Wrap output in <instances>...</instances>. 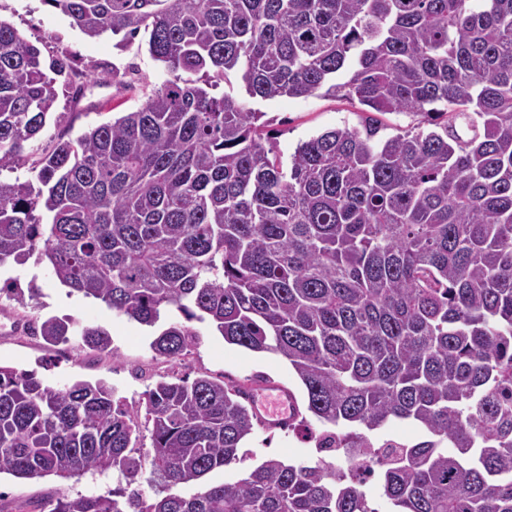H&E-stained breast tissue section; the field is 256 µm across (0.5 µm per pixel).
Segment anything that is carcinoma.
<instances>
[{
    "label": "carcinoma",
    "instance_id": "1",
    "mask_svg": "<svg viewBox=\"0 0 512 512\" xmlns=\"http://www.w3.org/2000/svg\"><path fill=\"white\" fill-rule=\"evenodd\" d=\"M84 35L147 36L175 73L141 107L59 137L24 182L0 180V266L35 252L70 292L154 330L170 362L206 323L286 359L325 426L313 463L244 460L246 391L157 381L132 411L103 380L52 386L0 365V474L114 472L50 512H512V0H44ZM65 77L0 21V170L46 126ZM245 98L356 102L358 127L283 163ZM412 112L389 137L382 117ZM50 344L111 353L102 325L50 316ZM411 420L420 439H380ZM150 432L151 447L140 442ZM152 495H147L144 487Z\"/></svg>",
    "mask_w": 512,
    "mask_h": 512
}]
</instances>
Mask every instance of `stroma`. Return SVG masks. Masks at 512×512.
<instances>
[{
    "label": "stroma",
    "instance_id": "obj_1",
    "mask_svg": "<svg viewBox=\"0 0 512 512\" xmlns=\"http://www.w3.org/2000/svg\"><path fill=\"white\" fill-rule=\"evenodd\" d=\"M0 19L13 24L30 43L37 46L43 60L68 55L98 74L118 71L131 88L96 85L87 88L80 102H71L60 94L55 121L49 122L38 138L31 141L34 151L50 145L58 135L75 138L111 121L114 111L136 110L145 100L147 89L160 86L171 77L167 68L149 53L144 37H137L126 48L117 37L90 38L71 26L69 19L45 4L44 0H0ZM257 110L271 120L269 143L281 158H288L299 142L319 133L360 122L357 104L331 97H283L257 103ZM17 279L20 288H35L34 297L18 303L0 294V364L32 371L44 381L61 384L77 379L107 381L129 406H137L143 392L161 377L201 374L228 383L253 388L278 384L303 398L304 389L288 362L269 353H255L224 342L204 323L198 324L199 342L177 363L155 357L150 349L151 335L136 322L112 314L105 304L70 293L46 265L29 259L25 265L0 267V281ZM68 316L76 322L101 324L112 335L113 355L106 356L83 346L79 339L51 345L31 329L17 327L20 319L40 321L49 316ZM322 425L309 419L307 428L297 430L256 427L243 445L247 455L243 463L218 469L205 478L214 485L237 480L266 457L290 462H313L318 454L310 432H321ZM112 475H84L71 480L47 477L22 480L0 476V512H48L49 504L61 495L101 494L115 487Z\"/></svg>",
    "mask_w": 512,
    "mask_h": 512
}]
</instances>
